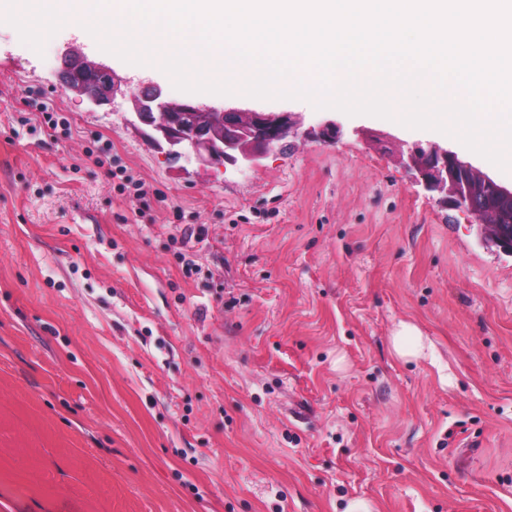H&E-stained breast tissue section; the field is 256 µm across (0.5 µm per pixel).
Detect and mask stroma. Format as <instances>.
<instances>
[{
	"instance_id": "1",
	"label": "stroma",
	"mask_w": 512,
	"mask_h": 512,
	"mask_svg": "<svg viewBox=\"0 0 512 512\" xmlns=\"http://www.w3.org/2000/svg\"><path fill=\"white\" fill-rule=\"evenodd\" d=\"M70 47L183 96L0 22V512H512V254L394 152L512 172L389 119L197 93L305 117L259 167L205 171L67 94ZM122 167L158 198L114 189ZM401 321L429 356L395 355Z\"/></svg>"
}]
</instances>
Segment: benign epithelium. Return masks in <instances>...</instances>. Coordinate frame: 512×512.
I'll return each mask as SVG.
<instances>
[{"instance_id":"7a95c632","label":"benign epithelium","mask_w":512,"mask_h":512,"mask_svg":"<svg viewBox=\"0 0 512 512\" xmlns=\"http://www.w3.org/2000/svg\"><path fill=\"white\" fill-rule=\"evenodd\" d=\"M65 91L93 107L129 103L127 122L146 141L172 160L196 161L214 168H252L291 133L304 125L300 112H262L238 106L217 108L192 100L170 98L152 81L132 85L102 60L70 50L64 56ZM395 159L415 172L426 188L444 196L472 217L482 241L512 254V227L495 233L487 227V213L512 214V187L438 144H398Z\"/></svg>"}]
</instances>
